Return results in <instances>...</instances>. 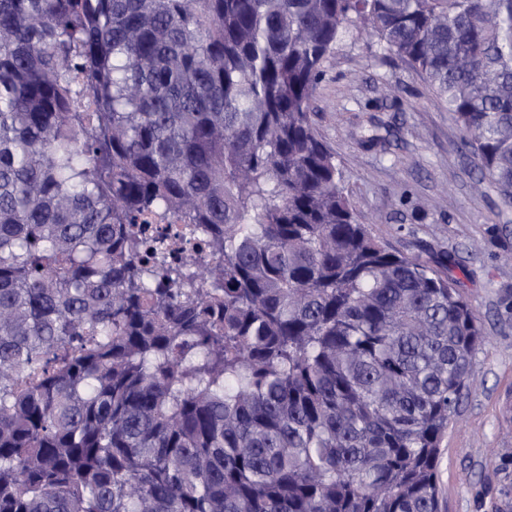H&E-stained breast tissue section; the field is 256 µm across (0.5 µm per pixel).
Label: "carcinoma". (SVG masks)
<instances>
[{
    "label": "carcinoma",
    "mask_w": 512,
    "mask_h": 512,
    "mask_svg": "<svg viewBox=\"0 0 512 512\" xmlns=\"http://www.w3.org/2000/svg\"><path fill=\"white\" fill-rule=\"evenodd\" d=\"M353 29L512 209V0H0V512H439L483 331L314 129Z\"/></svg>",
    "instance_id": "cac0c4a2"
}]
</instances>
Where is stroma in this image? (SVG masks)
Listing matches in <instances>:
<instances>
[{"mask_svg":"<svg viewBox=\"0 0 512 512\" xmlns=\"http://www.w3.org/2000/svg\"><path fill=\"white\" fill-rule=\"evenodd\" d=\"M386 100L395 130L388 154L359 148L360 107ZM321 139L336 153L358 216L392 251L416 254L451 273L484 334L472 358L473 384L440 444L441 512H504L512 507V211L476 159L453 148L460 132L428 85L385 56L376 37L339 45L312 102Z\"/></svg>","mask_w":512,"mask_h":512,"instance_id":"1","label":"stroma"}]
</instances>
